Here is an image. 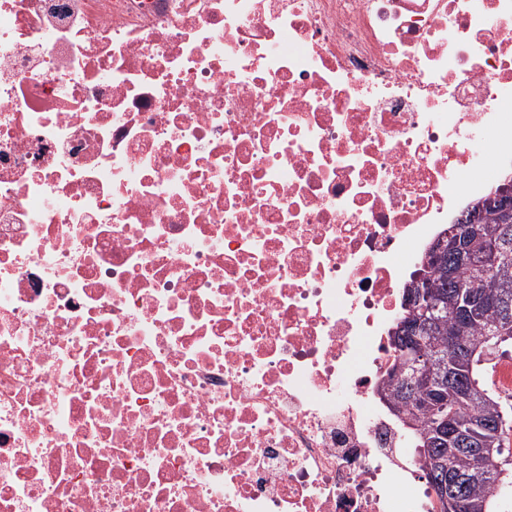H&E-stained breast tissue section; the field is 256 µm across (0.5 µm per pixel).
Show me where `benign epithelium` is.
Masks as SVG:
<instances>
[{
    "instance_id": "7a95c632",
    "label": "benign epithelium",
    "mask_w": 512,
    "mask_h": 512,
    "mask_svg": "<svg viewBox=\"0 0 512 512\" xmlns=\"http://www.w3.org/2000/svg\"><path fill=\"white\" fill-rule=\"evenodd\" d=\"M486 205L495 210L500 222L509 224L512 222V199L501 195L488 197ZM482 232V225L478 224V217H471L467 224H454L440 236L432 252L433 259L440 261L442 255L451 252L457 261L468 260L469 240ZM426 281L418 278L412 285L406 288L403 294V304L407 309L405 318L400 320L392 334L397 337V351L394 363L389 374L381 380L375 389V395L386 406H392L391 397L387 391L388 382L409 383L424 380L436 388L439 393H447L453 388L463 391L458 384L457 369L443 363L431 367V359L425 355L423 329L436 318V313L441 311V304H448L454 308L458 317L463 319L471 312L469 305L505 307L507 300L501 296L492 295L486 291H471L467 294V303H461V299L432 298V291L425 287ZM466 453L475 458V465L469 471L463 473L448 468V477L439 482L436 504L438 512H468L470 505L463 498L461 489L468 482L480 476L486 469L497 465L494 459V449L468 448Z\"/></svg>"
}]
</instances>
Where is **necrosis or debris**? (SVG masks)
Segmentation results:
<instances>
[{
    "instance_id": "4bbe7bcc",
    "label": "necrosis or debris",
    "mask_w": 512,
    "mask_h": 512,
    "mask_svg": "<svg viewBox=\"0 0 512 512\" xmlns=\"http://www.w3.org/2000/svg\"><path fill=\"white\" fill-rule=\"evenodd\" d=\"M512 178V0H0V512H436L373 393ZM470 220L471 223L454 224L442 233L432 252L433 259L437 263H440L442 255L448 252L453 253L459 263L468 260L469 240L482 232V224L477 223V215L471 217Z\"/></svg>"
}]
</instances>
